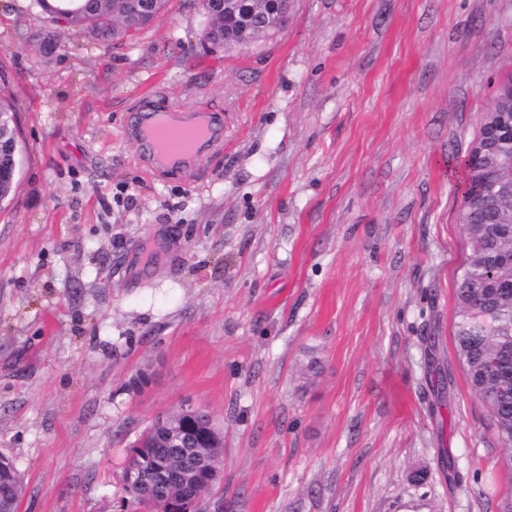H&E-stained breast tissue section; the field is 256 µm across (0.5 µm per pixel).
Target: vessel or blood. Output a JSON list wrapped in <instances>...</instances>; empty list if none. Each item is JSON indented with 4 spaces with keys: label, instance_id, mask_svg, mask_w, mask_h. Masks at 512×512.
Returning <instances> with one entry per match:
<instances>
[{
    "label": "vessel or blood",
    "instance_id": "1",
    "mask_svg": "<svg viewBox=\"0 0 512 512\" xmlns=\"http://www.w3.org/2000/svg\"><path fill=\"white\" fill-rule=\"evenodd\" d=\"M137 132L149 147L152 164L189 170L202 162L212 143L214 122L206 113L173 108L141 115Z\"/></svg>",
    "mask_w": 512,
    "mask_h": 512
}]
</instances>
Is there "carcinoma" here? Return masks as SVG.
<instances>
[{
	"label": "carcinoma",
	"mask_w": 512,
	"mask_h": 512,
	"mask_svg": "<svg viewBox=\"0 0 512 512\" xmlns=\"http://www.w3.org/2000/svg\"><path fill=\"white\" fill-rule=\"evenodd\" d=\"M168 0H32V6L53 20L58 8L79 13L81 21L69 26L97 39L123 37L138 32L158 17ZM206 28L224 31V13L200 0ZM15 105L0 101V113L16 145L15 164L21 148L13 124ZM512 156V132H505L483 161L485 174L464 161L462 205L459 213L469 255L457 279L454 344L458 363L474 395L486 410L491 426L504 448L501 468L512 475V199L499 198L486 174L497 171L498 156ZM224 449L202 450L183 443L178 447L150 428L136 440L124 467L122 512H169L173 502L166 493L147 488L154 472L165 467L185 469L194 477L197 499L209 494L208 474L221 463ZM24 483L12 459L0 454V506L17 512Z\"/></svg>",
	"instance_id": "cac0c4a2"
}]
</instances>
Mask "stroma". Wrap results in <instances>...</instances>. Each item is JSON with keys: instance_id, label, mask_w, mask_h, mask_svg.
Here are the masks:
<instances>
[{"instance_id": "stroma-1", "label": "stroma", "mask_w": 512, "mask_h": 512, "mask_svg": "<svg viewBox=\"0 0 512 512\" xmlns=\"http://www.w3.org/2000/svg\"><path fill=\"white\" fill-rule=\"evenodd\" d=\"M27 4L0 0L19 512H120L129 448L185 403L224 431L201 512H499L512 477L452 334L461 164L512 75V0H293L281 35L213 53L193 0L110 44ZM173 107L223 128L189 171L130 130ZM2 112L4 113L3 114V122L5 125L9 126L10 137L12 138L14 145H16V154H15L16 169H15V167H12V164L10 162L2 160V154H3V152H5V148H4V143H3L4 133L2 131L1 121H0V189H1V187H3L4 184H6L7 182H11L16 177L15 175L17 173V169L19 170L20 155H21V148H20L18 136H17L14 124H13L14 123L13 122V114H14V112H16L15 105L12 102L0 101V113H2ZM16 181H17V179H16ZM16 181L14 179L13 184L11 186L6 187V190H9V191L3 195L2 201H5L12 195V193L15 189V186H16Z\"/></svg>"}]
</instances>
